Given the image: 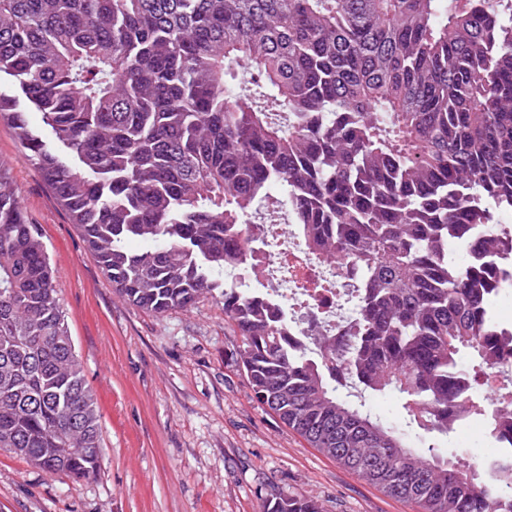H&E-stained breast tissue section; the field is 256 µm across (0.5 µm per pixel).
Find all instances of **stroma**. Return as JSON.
<instances>
[{"label":"stroma","mask_w":512,"mask_h":512,"mask_svg":"<svg viewBox=\"0 0 512 512\" xmlns=\"http://www.w3.org/2000/svg\"><path fill=\"white\" fill-rule=\"evenodd\" d=\"M5 161L38 224L85 380L100 414L94 476L48 473L0 450V512H264L316 497L324 512H417L311 448L265 410L237 365L242 338L208 295L152 314L113 288L14 129ZM266 506V512H324L314 498L298 494L273 498Z\"/></svg>","instance_id":"obj_1"}]
</instances>
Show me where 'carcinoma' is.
<instances>
[{"mask_svg":"<svg viewBox=\"0 0 512 512\" xmlns=\"http://www.w3.org/2000/svg\"><path fill=\"white\" fill-rule=\"evenodd\" d=\"M3 75L20 96L0 93V120L128 302L161 314L221 290L255 399L311 447L418 512H512V381L483 393L512 339L491 308L512 288L495 221L512 210V0H0ZM268 208L357 274L355 332L315 359L266 289L215 279H257ZM390 390L402 427L365 408ZM462 402L499 448L489 468L439 454ZM100 437L40 229L0 166V448L81 479ZM266 512L323 509L296 494Z\"/></svg>","mask_w":512,"mask_h":512,"instance_id":"1","label":"carcinoma"}]
</instances>
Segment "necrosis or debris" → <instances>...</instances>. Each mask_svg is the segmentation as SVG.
<instances>
[{"label":"necrosis or debris","instance_id":"necrosis-or-debris-1","mask_svg":"<svg viewBox=\"0 0 512 512\" xmlns=\"http://www.w3.org/2000/svg\"><path fill=\"white\" fill-rule=\"evenodd\" d=\"M293 234L292 225H273L269 238L277 248L261 253L259 280L276 300L291 305L300 298L305 307L316 309L315 324H308L302 315L291 319V327L300 336L303 347L313 352L317 349V337L347 335L359 318V303H342L334 288L336 282H349V271L342 264H323L304 251L293 249Z\"/></svg>","mask_w":512,"mask_h":512}]
</instances>
